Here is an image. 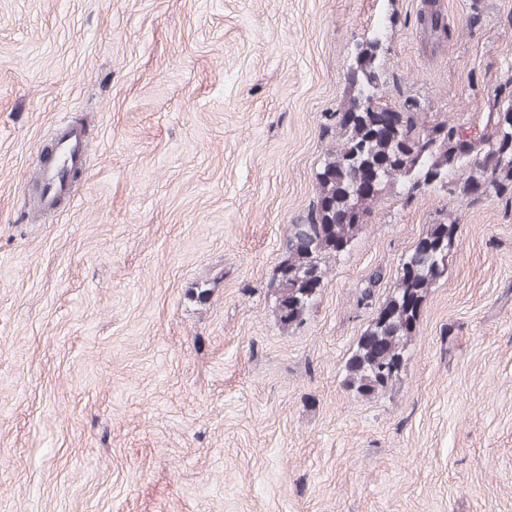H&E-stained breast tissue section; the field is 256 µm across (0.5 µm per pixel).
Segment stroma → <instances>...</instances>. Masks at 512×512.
<instances>
[{
  "mask_svg": "<svg viewBox=\"0 0 512 512\" xmlns=\"http://www.w3.org/2000/svg\"><path fill=\"white\" fill-rule=\"evenodd\" d=\"M376 30L384 104L482 129L512 0H0V512H512V202L388 191L304 322L274 312ZM63 115L84 163L39 214ZM449 214L400 381L357 394L347 360Z\"/></svg>",
  "mask_w": 512,
  "mask_h": 512,
  "instance_id": "stroma-1",
  "label": "stroma"
}]
</instances>
